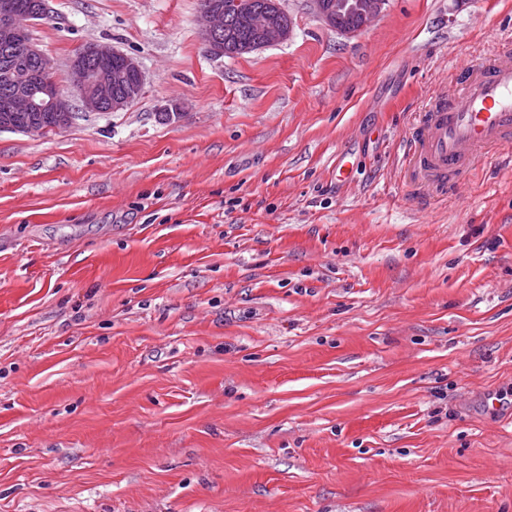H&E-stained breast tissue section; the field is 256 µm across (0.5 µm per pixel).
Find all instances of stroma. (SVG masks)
I'll list each match as a JSON object with an SVG mask.
<instances>
[{
  "label": "stroma",
  "mask_w": 512,
  "mask_h": 512,
  "mask_svg": "<svg viewBox=\"0 0 512 512\" xmlns=\"http://www.w3.org/2000/svg\"><path fill=\"white\" fill-rule=\"evenodd\" d=\"M211 55L201 0H50L127 108L0 132V512H512V158L417 195L406 136L512 0H387ZM179 104V119L160 114ZM347 154L351 175L336 178ZM355 1L367 2L352 3L350 2V0H328L330 6L333 7L334 9L336 8V10L328 8L324 0H310L308 2L310 9L313 11V13L317 16V18L320 21H322L326 26L335 29L338 34L348 37L355 35L359 31L373 24L383 13L384 5L386 2V0ZM349 10H356L361 17L356 12L343 14V12H348ZM338 17L339 20L337 22Z\"/></svg>",
  "instance_id": "stroma-1"
}]
</instances>
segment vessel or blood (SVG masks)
<instances>
[{
    "label": "vessel or blood",
    "mask_w": 512,
    "mask_h": 512,
    "mask_svg": "<svg viewBox=\"0 0 512 512\" xmlns=\"http://www.w3.org/2000/svg\"><path fill=\"white\" fill-rule=\"evenodd\" d=\"M456 73L464 94H437L408 138L407 170L425 195L512 146V38H502L487 62L458 66Z\"/></svg>",
    "instance_id": "b4317fda"
}]
</instances>
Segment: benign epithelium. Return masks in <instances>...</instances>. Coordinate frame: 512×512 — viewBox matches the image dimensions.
Here are the masks:
<instances>
[{"mask_svg": "<svg viewBox=\"0 0 512 512\" xmlns=\"http://www.w3.org/2000/svg\"><path fill=\"white\" fill-rule=\"evenodd\" d=\"M385 2L336 0V9L333 10L324 0H309V6L326 26L348 37L373 24L383 13ZM247 8L246 0H226L222 7L209 4L202 10L201 32L211 53L221 52L224 12ZM271 8L272 11L255 16L253 22L265 29L272 41L284 43L291 37L292 24H274L273 12L279 9V5L273 3ZM349 10L360 14L362 24L357 28L335 24V19ZM28 25L29 22L16 13L10 0H0V42L17 48L23 55L38 60L42 66V82L36 85L11 71L0 73V80L9 86V92L0 98V132L15 130L10 121L13 112H53L56 115L55 130L61 131L72 125L77 107L85 112H118L140 94L144 78L136 58L110 45L90 42L77 49L69 64L68 87L80 92L79 98H73L50 77L55 65L30 39ZM115 57L120 58V62L113 67L110 61Z\"/></svg>", "mask_w": 512, "mask_h": 512, "instance_id": "1", "label": "benign epithelium"}]
</instances>
